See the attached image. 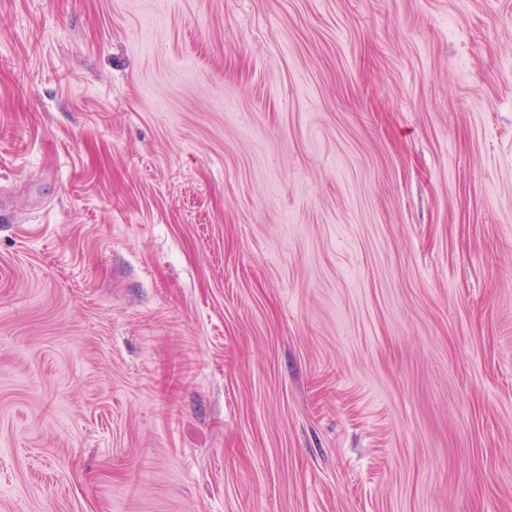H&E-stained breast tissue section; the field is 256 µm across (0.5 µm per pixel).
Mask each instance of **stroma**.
<instances>
[{
  "label": "stroma",
  "instance_id": "1",
  "mask_svg": "<svg viewBox=\"0 0 512 512\" xmlns=\"http://www.w3.org/2000/svg\"><path fill=\"white\" fill-rule=\"evenodd\" d=\"M0 512H512V0H0Z\"/></svg>",
  "mask_w": 512,
  "mask_h": 512
}]
</instances>
